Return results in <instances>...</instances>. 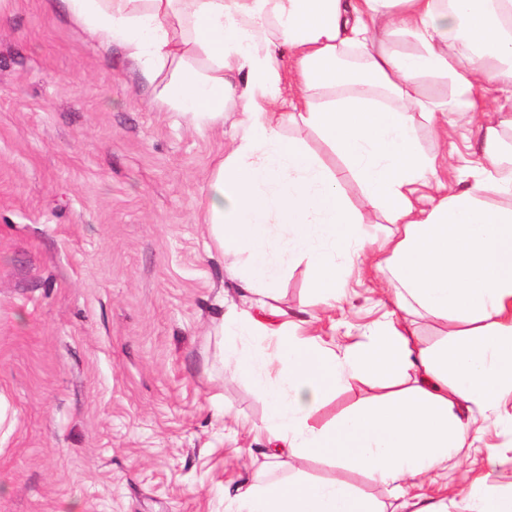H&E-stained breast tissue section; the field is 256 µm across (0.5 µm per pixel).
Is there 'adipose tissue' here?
Listing matches in <instances>:
<instances>
[{"mask_svg": "<svg viewBox=\"0 0 512 512\" xmlns=\"http://www.w3.org/2000/svg\"><path fill=\"white\" fill-rule=\"evenodd\" d=\"M100 50L125 45L139 72L177 73L158 95L162 108L201 125L240 109L238 131L202 193L203 223L217 247L239 256L234 273L260 316L229 307L222 325L253 341L231 348L237 368L275 366L262 387L263 428L271 446L261 479L238 488L237 512H387L342 481L281 475L284 457L326 449L337 468L362 472L403 499L402 482L444 468L479 442L487 422L512 401V147L497 124L480 122V172L466 188L439 182L438 159L415 135L414 115L478 112L483 82L512 85V0H59ZM405 33L416 48L396 52L382 38ZM466 47L468 68L449 53ZM289 50L291 69L278 48ZM360 58L350 72L342 56ZM451 81L448 101L419 94L423 80ZM316 131L343 161L325 165L282 128ZM362 189V208L342 192L343 177ZM397 225L375 243L373 217ZM280 225L287 249L275 247ZM377 251L388 270L395 313L364 341L340 348L272 324L274 284L287 266L306 264L324 304L339 300L346 277L337 254ZM425 312L459 323L440 349L420 346L408 319ZM379 388L373 401L329 428L311 420L321 401L351 381ZM473 407L464 416L460 406Z\"/></svg>", "mask_w": 512, "mask_h": 512, "instance_id": "1", "label": "adipose tissue"}]
</instances>
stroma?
<instances>
[{
    "label": "stroma",
    "mask_w": 512,
    "mask_h": 512,
    "mask_svg": "<svg viewBox=\"0 0 512 512\" xmlns=\"http://www.w3.org/2000/svg\"><path fill=\"white\" fill-rule=\"evenodd\" d=\"M127 49L101 53L56 0H0V512H235L255 476L276 372L225 361V304L247 307L230 258L211 249L200 189L237 132L159 111ZM441 180L471 182L476 125L435 136L415 117ZM311 270L290 266L276 305L325 344L363 340L393 310L366 267L336 306L316 303ZM354 381L314 415L321 427L373 397ZM447 469L405 482V498L461 512L486 447L512 457V422ZM286 469L387 488L334 468L322 451Z\"/></svg>",
    "instance_id": "35a3bbf8"
}]
</instances>
